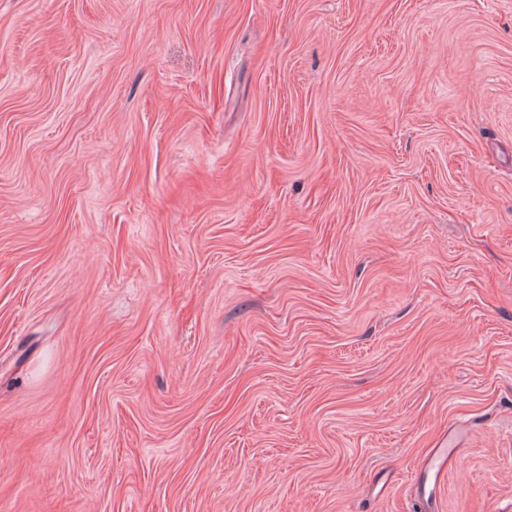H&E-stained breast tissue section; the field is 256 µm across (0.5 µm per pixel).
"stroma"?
<instances>
[{
	"instance_id": "35a3bbf8",
	"label": "stroma",
	"mask_w": 512,
	"mask_h": 512,
	"mask_svg": "<svg viewBox=\"0 0 512 512\" xmlns=\"http://www.w3.org/2000/svg\"><path fill=\"white\" fill-rule=\"evenodd\" d=\"M0 512H512V0H0ZM452 455V448H441L438 454L433 457L424 465L420 472V481H424V485L433 483L436 485L445 480L446 465L448 457Z\"/></svg>"
}]
</instances>
